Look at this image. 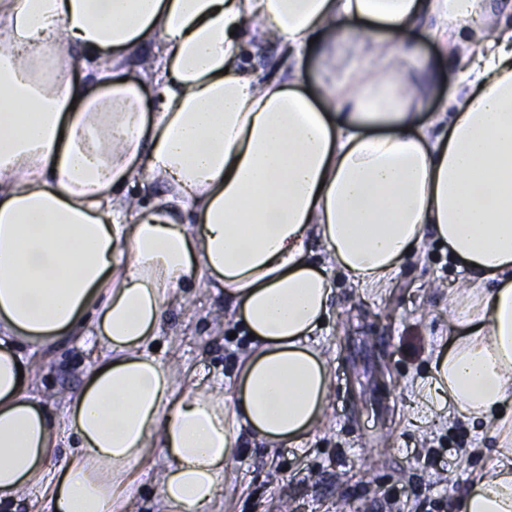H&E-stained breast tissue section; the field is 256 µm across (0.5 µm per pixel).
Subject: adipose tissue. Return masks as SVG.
<instances>
[{
	"mask_svg": "<svg viewBox=\"0 0 512 512\" xmlns=\"http://www.w3.org/2000/svg\"><path fill=\"white\" fill-rule=\"evenodd\" d=\"M423 29L472 44L427 115L394 74ZM316 37L372 51L314 99ZM253 40L277 46L278 74L242 67ZM148 43L160 54L135 62L160 87L155 111L120 78ZM136 180L163 186L153 209L122 195ZM429 239L470 276L421 395L496 422L512 414V0L493 17L486 0H0V500L121 512L156 448L163 505L214 512L242 434L296 446L323 423L330 366L309 339L330 314L327 267L385 288ZM203 279L250 340L228 399L175 392L144 352ZM62 336L97 337L101 360L53 470L57 424L18 378V345ZM493 467L458 512H512V437Z\"/></svg>",
	"mask_w": 512,
	"mask_h": 512,
	"instance_id": "ef3b65f1",
	"label": "adipose tissue"
}]
</instances>
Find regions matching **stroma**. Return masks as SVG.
<instances>
[{
	"label": "stroma",
	"instance_id": "35a3bbf8",
	"mask_svg": "<svg viewBox=\"0 0 512 512\" xmlns=\"http://www.w3.org/2000/svg\"><path fill=\"white\" fill-rule=\"evenodd\" d=\"M355 53L347 42L322 45L305 86L319 94L340 81ZM404 79L422 86L424 112L439 111L448 93V60L433 41L414 34ZM331 316L310 340L330 364L331 388L323 426L302 448H268L244 437L225 469L219 512H363L366 499L399 492L388 512H456L458 495L494 458L491 426L449 408L429 415L421 403L434 352L455 335L450 293L468 278L446 245L430 240L381 290L353 287L340 268ZM224 300L204 284L186 304L168 310L156 337L157 361L175 367L179 388L203 381L235 392L239 361L250 344ZM27 386L50 416H59L98 366L69 336L48 345L23 344ZM168 467L153 452L133 470L131 512H160L158 487Z\"/></svg>",
	"mask_w": 512,
	"mask_h": 512
}]
</instances>
